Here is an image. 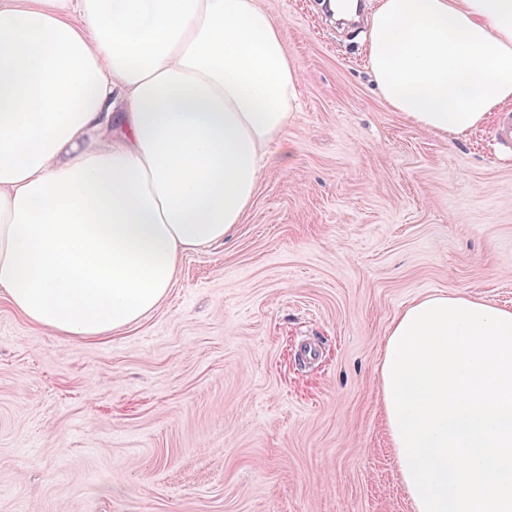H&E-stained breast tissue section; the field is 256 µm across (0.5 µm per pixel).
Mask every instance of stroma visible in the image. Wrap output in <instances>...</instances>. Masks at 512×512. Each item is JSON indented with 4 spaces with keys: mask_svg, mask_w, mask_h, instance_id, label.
Masks as SVG:
<instances>
[{
    "mask_svg": "<svg viewBox=\"0 0 512 512\" xmlns=\"http://www.w3.org/2000/svg\"><path fill=\"white\" fill-rule=\"evenodd\" d=\"M258 3L304 80L232 236L111 336L54 335L0 297V512H415L382 342L423 296L512 308V158L493 122L442 137L390 111L367 24Z\"/></svg>",
    "mask_w": 512,
    "mask_h": 512,
    "instance_id": "35a3bbf8",
    "label": "stroma"
}]
</instances>
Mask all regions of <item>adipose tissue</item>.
Wrapping results in <instances>:
<instances>
[{
    "mask_svg": "<svg viewBox=\"0 0 512 512\" xmlns=\"http://www.w3.org/2000/svg\"><path fill=\"white\" fill-rule=\"evenodd\" d=\"M366 41L418 128L512 103V0H379ZM301 81L257 0H0V295L58 336L153 311L241 223ZM377 371L416 512H512V309L415 300Z\"/></svg>",
    "mask_w": 512,
    "mask_h": 512,
    "instance_id": "ef3b65f1",
    "label": "adipose tissue"
}]
</instances>
